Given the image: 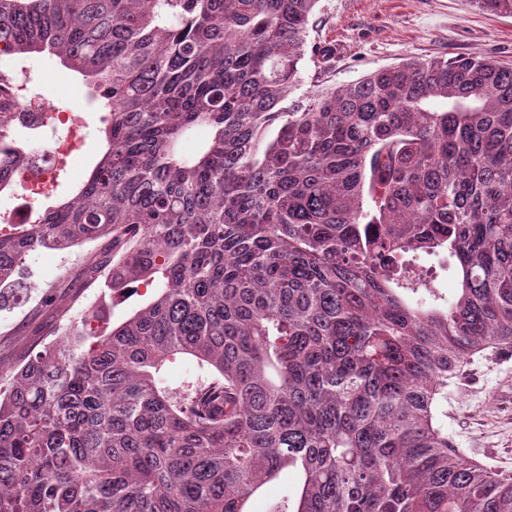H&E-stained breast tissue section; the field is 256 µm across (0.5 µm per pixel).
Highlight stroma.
<instances>
[{
  "instance_id": "1",
  "label": "stroma",
  "mask_w": 512,
  "mask_h": 512,
  "mask_svg": "<svg viewBox=\"0 0 512 512\" xmlns=\"http://www.w3.org/2000/svg\"><path fill=\"white\" fill-rule=\"evenodd\" d=\"M310 41L333 47L330 82L347 84L411 58H481L512 64V16L486 13L474 0H319ZM24 65L40 77L59 108H88L82 76L59 59L33 53ZM82 153L59 162L60 186L83 181L104 150L98 121L78 133ZM87 246L44 249L27 257L22 286L0 293V367L16 366L26 347L56 339L60 314L44 294L67 288L74 312L95 302L96 290L76 285ZM448 438L479 464L512 476V350L474 357L448 389Z\"/></svg>"
}]
</instances>
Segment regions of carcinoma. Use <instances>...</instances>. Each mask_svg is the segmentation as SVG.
<instances>
[{
	"label": "carcinoma",
	"mask_w": 512,
	"mask_h": 512,
	"mask_svg": "<svg viewBox=\"0 0 512 512\" xmlns=\"http://www.w3.org/2000/svg\"><path fill=\"white\" fill-rule=\"evenodd\" d=\"M317 3L0 0V56L80 72L106 142L0 235V286L41 249L109 241L80 269L96 307L0 370V512H245L287 469L270 512H512V478L444 424L448 380L512 345V66L327 85ZM9 89L0 69L21 156ZM137 282L152 295L109 325ZM178 355L198 371L172 388ZM294 485V477L289 473H282L280 477L265 485L248 503L249 512H268L270 505L288 496Z\"/></svg>",
	"instance_id": "cac0c4a2"
}]
</instances>
